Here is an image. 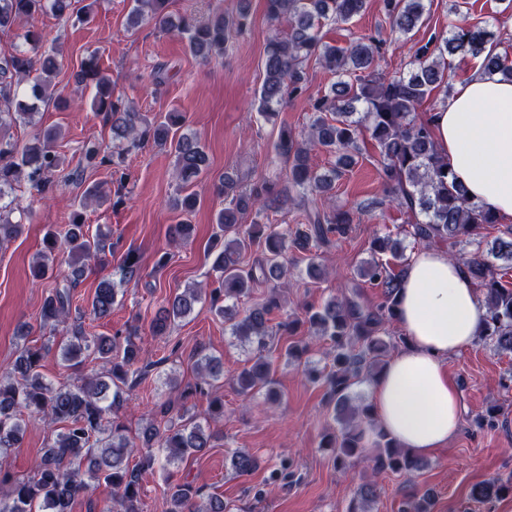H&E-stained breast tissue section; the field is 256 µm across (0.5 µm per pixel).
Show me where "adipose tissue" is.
Returning a JSON list of instances; mask_svg holds the SVG:
<instances>
[{"label":"adipose tissue","instance_id":"ef3b65f1","mask_svg":"<svg viewBox=\"0 0 512 512\" xmlns=\"http://www.w3.org/2000/svg\"><path fill=\"white\" fill-rule=\"evenodd\" d=\"M439 152L473 201L512 221V81L473 69L429 115ZM488 308L465 267L438 247L415 250L400 281L397 324L410 343L373 387L378 425L401 447L427 455L460 425L447 360L474 343Z\"/></svg>","mask_w":512,"mask_h":512}]
</instances>
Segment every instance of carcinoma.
<instances>
[{
    "mask_svg": "<svg viewBox=\"0 0 512 512\" xmlns=\"http://www.w3.org/2000/svg\"><path fill=\"white\" fill-rule=\"evenodd\" d=\"M127 30L135 31L145 23L171 32L184 40L188 51L207 62L224 55V45L234 33L244 32L249 18V0H237L228 11L222 8L205 20L192 16L173 19L167 12L168 0H132ZM431 0H382L390 31L404 36L413 32L428 13ZM366 0H265L266 15L274 33L267 42L264 79L255 99L256 109L266 117L275 115L292 98L307 92L305 64L313 59L336 76L326 92L312 97L313 119L308 138L300 141L293 131L280 129L277 154L288 164V192L333 197L336 178L356 163L361 154L360 141L369 137L378 150L379 175L385 193L397 206L415 217L408 234L415 242L430 244L446 241L452 246L471 244L486 224L498 223L497 215L482 204L469 200L464 188L455 181L448 161L439 155L428 120L416 112L431 94L450 89L448 62L450 56L462 55L482 59V67L512 80V65L494 52L492 33L464 19L451 24L448 32L433 35L413 46L409 60L393 73L378 69L383 40L374 36L355 39L340 48L323 41L324 25L347 23L365 8ZM94 3L73 9L72 0H0V30L26 22L23 39L27 48L0 52V127L19 119L32 120L35 103L53 101L67 105L57 95L55 79L61 61L55 48H44L43 36L30 23L35 15L50 9L56 16L77 13L84 21L90 18ZM34 71L39 76L27 93L20 92L21 82ZM75 84L94 83L92 108L110 126L112 140L119 145L106 152L101 146L85 147L83 160L89 167L108 165L112 174L123 170L126 156L148 141L169 149L175 157L179 193L172 200L175 210L188 214L197 204V196L189 191L208 168V155L200 141L183 132L185 116L168 112L161 121H150L130 103L113 95L110 80L101 74L97 57L84 62L75 74ZM54 129L38 132L23 147L0 137V244L19 232L10 220L14 186L27 181L41 194L54 191L50 176L61 165L54 143ZM312 146H321L336 154V167L322 173L310 163ZM270 189H239V180L224 177L225 206L215 218L217 231L212 247L219 249L214 269L217 286L209 295V312L229 324L230 335L249 344L252 356L234 377L239 393L253 396L265 392L267 400L276 398L270 377L271 363L266 352L277 334L295 329L290 318L271 326L272 315L282 309L277 291L266 300L239 311L228 305L248 297L264 284L280 283L288 275V249L306 251L326 245L334 236L344 237L352 230L354 216L349 211L314 207L307 215L305 229L288 230L272 224L254 222L240 224V216L252 211L261 217L269 207ZM107 237L89 233L83 213H72L69 224L44 238V250L34 264V275L41 277L49 265L65 263L70 271L62 276L45 298L42 322L70 323L69 334L60 343L61 355L71 366H79L89 357L99 361L102 371L84 378L82 383L55 384L47 380L40 368L46 346L24 347L14 362L0 368V460L6 461L14 448L20 447L26 429L25 416L43 415L49 423L60 425L48 441L33 476L13 479L0 468V484L9 491L0 497V512H70L71 502L87 492L91 485H105L112 491L117 512H140V479L142 471L155 465L170 467L165 492L164 512H231L224 498L211 494L189 482L174 478L171 467L212 447L215 436L206 423L224 419V403L210 401L207 417L198 420L186 406L188 399L207 394L206 387L224 377V361L213 355H202L195 361L196 382L180 391L182 404L162 405L166 418L162 429L145 426L139 440L142 451H136L118 413L125 402L124 394L134 389L165 359L149 361L134 340L137 331L125 338L91 336L86 333L80 316H71L74 292L86 269L76 266L72 255L101 260L106 252ZM255 251L252 263L245 255ZM67 255L61 260L59 255ZM391 259H385V256ZM461 263L482 289L489 319L480 341L498 352L512 353V288L506 287L499 273L512 269V227L494 239L486 253L469 256L451 255ZM407 258L401 244L390 235H377L370 258L356 269L364 285L381 289L376 308H366L354 290L349 295L328 300L322 308L307 309L303 323L309 325L310 336L329 345L331 364L323 368L307 365V375L324 384V406L331 417L330 432L324 448L329 451L336 469L346 473L363 459L373 462L377 473L411 474L421 468L422 461L407 448L400 447L375 423L369 403H355L353 386L374 380L391 358L399 341L387 343L379 332L395 321L397 294ZM118 289L108 276L100 279L90 306L94 315L105 318L117 303ZM201 300L200 291L186 289L166 301L150 322V333L167 336L180 320L195 313ZM375 432L374 454L364 445L366 429ZM139 460L130 464L134 453ZM234 474L248 476L259 466L258 458L244 449L230 454ZM512 493V480L492 478L473 490V498L487 502ZM376 488L359 486L347 512H372Z\"/></svg>",
    "mask_w": 512,
    "mask_h": 512,
    "instance_id": "cac0c4a2",
    "label": "carcinoma"
}]
</instances>
